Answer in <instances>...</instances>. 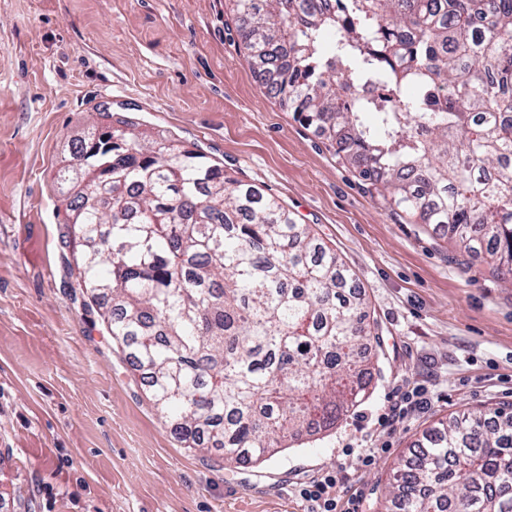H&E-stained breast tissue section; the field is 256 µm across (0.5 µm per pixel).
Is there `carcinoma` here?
<instances>
[{"label":"carcinoma","mask_w":512,"mask_h":512,"mask_svg":"<svg viewBox=\"0 0 512 512\" xmlns=\"http://www.w3.org/2000/svg\"><path fill=\"white\" fill-rule=\"evenodd\" d=\"M269 92L395 210L512 285V0H228ZM372 88L351 98L349 86ZM61 170L77 285L188 448L256 462L336 426L373 379L360 285L278 198L101 113ZM398 512H512V411L394 467Z\"/></svg>","instance_id":"cac0c4a2"}]
</instances>
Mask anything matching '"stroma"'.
<instances>
[{"label": "stroma", "instance_id": "1", "mask_svg": "<svg viewBox=\"0 0 512 512\" xmlns=\"http://www.w3.org/2000/svg\"><path fill=\"white\" fill-rule=\"evenodd\" d=\"M264 83L224 0H0V512H312L300 491L328 474L337 500L384 512L427 430L512 405V288L395 213ZM104 112L278 197L354 273L380 370L335 428L259 464L171 434L62 244L56 174ZM416 386L429 405L380 425ZM362 448L371 466L354 464Z\"/></svg>", "mask_w": 512, "mask_h": 512}]
</instances>
